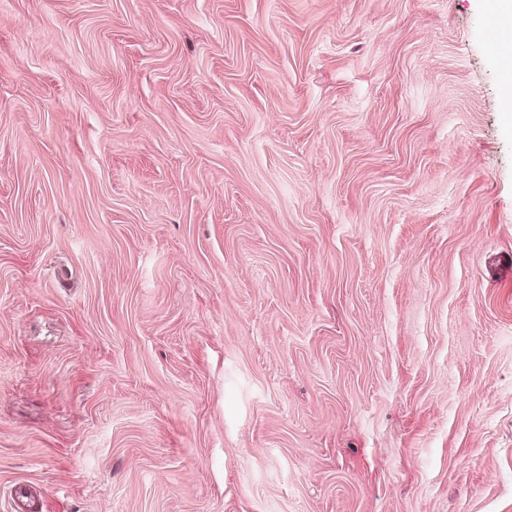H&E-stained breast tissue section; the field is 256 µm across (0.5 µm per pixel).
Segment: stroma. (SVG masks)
Returning a JSON list of instances; mask_svg holds the SVG:
<instances>
[{
	"mask_svg": "<svg viewBox=\"0 0 512 512\" xmlns=\"http://www.w3.org/2000/svg\"><path fill=\"white\" fill-rule=\"evenodd\" d=\"M488 29L0 0V512H512Z\"/></svg>",
	"mask_w": 512,
	"mask_h": 512,
	"instance_id": "1",
	"label": "stroma"
}]
</instances>
